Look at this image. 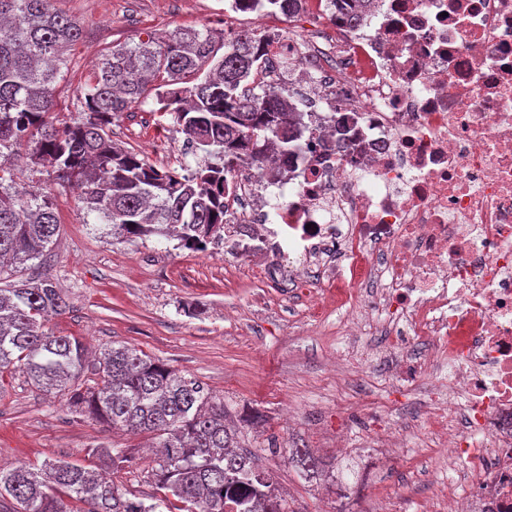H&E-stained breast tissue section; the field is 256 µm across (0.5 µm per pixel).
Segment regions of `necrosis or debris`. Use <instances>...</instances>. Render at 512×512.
Listing matches in <instances>:
<instances>
[{
  "instance_id": "obj_1",
  "label": "necrosis or debris",
  "mask_w": 512,
  "mask_h": 512,
  "mask_svg": "<svg viewBox=\"0 0 512 512\" xmlns=\"http://www.w3.org/2000/svg\"><path fill=\"white\" fill-rule=\"evenodd\" d=\"M335 63L304 66L306 15L270 37L310 105L277 176L225 179L224 242L321 272L357 327L382 320L396 380L427 390L438 441L480 462L512 512V0H381L362 26L322 17ZM346 147H336L337 138ZM430 340L409 358L410 337Z\"/></svg>"
}]
</instances>
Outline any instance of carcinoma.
<instances>
[{
	"instance_id": "1",
	"label": "carcinoma",
	"mask_w": 512,
	"mask_h": 512,
	"mask_svg": "<svg viewBox=\"0 0 512 512\" xmlns=\"http://www.w3.org/2000/svg\"><path fill=\"white\" fill-rule=\"evenodd\" d=\"M54 2L0 0V261L44 256L58 228L51 193L13 187L11 159L22 148L32 162L49 164L54 185L80 191L84 208L112 234L127 241L173 235L183 248L206 251L224 236V174L241 162L288 161L297 137L294 94L255 82L264 36L241 30L219 45L207 29L177 28L161 41L118 44L78 87L84 116L69 122L54 111L55 84L82 30ZM237 2L243 11L291 16L303 0ZM332 2L357 21L375 0ZM150 96L210 162L183 174L113 146L112 116ZM67 309L49 277L0 286V378L21 374L78 414L153 435L162 448L152 470L159 495L147 503L119 492L111 472L121 452L95 448L88 465L1 466L0 499L11 498L13 512H66L64 495L83 504L79 512H288L273 473L227 427L224 402L131 346H107L86 366L83 342L46 329ZM288 463L308 479L336 468L299 447L288 449Z\"/></svg>"
}]
</instances>
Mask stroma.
Listing matches in <instances>:
<instances>
[{
  "label": "stroma",
  "mask_w": 512,
  "mask_h": 512,
  "mask_svg": "<svg viewBox=\"0 0 512 512\" xmlns=\"http://www.w3.org/2000/svg\"><path fill=\"white\" fill-rule=\"evenodd\" d=\"M82 26V39L66 58L56 88V109L80 119L77 80L89 76L113 45L161 36L176 28L208 29L217 37L257 27L287 30L280 14L241 12L225 20V0H58ZM109 135L121 147L146 153L156 167L203 162L182 152L184 136L172 116L153 102L113 118ZM166 138L162 152L147 142ZM21 186L51 192L59 229L47 255L24 269L25 277L54 279L69 308L47 324L96 350L128 345L202 384L223 400L233 424L252 411L262 415L244 429L241 443L272 471L290 512H442L449 482L465 487L476 472L449 461L426 428L428 397L421 381H393L375 366L338 364L340 354L379 346L368 335L353 339L348 313L335 297L291 284H264L238 256L219 257L151 237L120 242L111 225L86 213L76 191L50 187L43 166L22 158ZM402 430L406 446L393 457L379 442ZM304 445L331 462L351 464L360 481L339 499L329 481L308 479L289 466L285 453ZM150 437L115 430L67 409L21 375L0 390V465L45 459L91 461L95 448H115L128 460L112 479L129 497L150 498Z\"/></svg>",
  "instance_id": "35a3bbf8"
}]
</instances>
